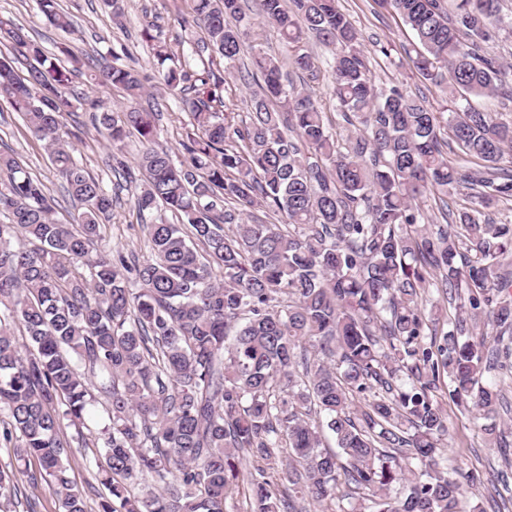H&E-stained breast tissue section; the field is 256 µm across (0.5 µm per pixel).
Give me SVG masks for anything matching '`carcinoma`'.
I'll list each match as a JSON object with an SVG mask.
<instances>
[{
	"mask_svg": "<svg viewBox=\"0 0 512 512\" xmlns=\"http://www.w3.org/2000/svg\"><path fill=\"white\" fill-rule=\"evenodd\" d=\"M192 2L188 24L207 34L191 53L202 70L164 42L154 47L164 86L194 93L184 99L188 159L179 164L155 113L140 106L137 69L65 47L50 57L0 19V42L12 50L0 58V101L21 113L78 205L73 223L59 222L42 183L0 152V211L10 216L0 224L5 439L18 460L38 464L58 512H87L62 425L84 423L91 375L109 402L93 440L106 462L99 512H226L240 480L249 512H301L306 498L334 505L343 483L362 491L368 512H458L475 477L437 470L447 431L438 393L470 399L495 447L512 446L497 423L500 411L512 412L503 390L481 381L512 351L474 339L482 319L512 332V275L496 272L512 255V222L485 219L512 198V121L472 105L448 113L472 163L457 167L443 157L436 113L397 86L375 88L361 35L336 0H260L264 23L294 48L293 69L314 72L305 34L331 50L334 99L352 127L343 151L280 60L246 43L252 21L240 0ZM389 2L420 45L415 68L432 83L485 97L512 78L484 50L512 28L501 0H456L451 11L445 0ZM38 4L50 25L72 27L59 0ZM245 53L250 65L230 71ZM218 57L222 82L256 85L241 129L233 100L216 92ZM80 71L95 87L123 91L127 104L114 110L71 93ZM79 106L99 112L109 146L139 136L146 182L135 206L155 214L143 225L142 261L99 247L112 196L61 136L62 119ZM460 191L470 208L428 231L419 198ZM258 208L281 223L254 216ZM434 291L463 313L440 338ZM13 324L28 338L25 354ZM367 393L372 400L354 412L350 397ZM324 427L334 450L322 447ZM245 458L253 471L242 477ZM147 474L161 491L131 495Z\"/></svg>",
	"mask_w": 512,
	"mask_h": 512,
	"instance_id": "obj_1",
	"label": "carcinoma"
}]
</instances>
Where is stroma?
Returning a JSON list of instances; mask_svg holds the SVG:
<instances>
[{"instance_id": "stroma-1", "label": "stroma", "mask_w": 512, "mask_h": 512, "mask_svg": "<svg viewBox=\"0 0 512 512\" xmlns=\"http://www.w3.org/2000/svg\"><path fill=\"white\" fill-rule=\"evenodd\" d=\"M69 13L73 27L64 32L49 26L40 13L36 0H0V18L12 20L39 41L46 51L56 52L67 45L78 56L115 55L122 64L138 69L145 76V101L160 112V138L174 158L184 156L182 142L186 128L177 118L181 111L179 97L159 82V65L149 43L142 41L140 31L145 22H153L154 33L168 45L190 50L194 40L203 38L199 28L185 26L191 13V0H123V14L114 17L102 0H60ZM337 8L352 21L364 37V51L376 87H401L409 95L425 100L437 113L464 108L460 94L424 79L414 68L411 55L417 41L401 17L381 0H336ZM303 46L319 68L316 78L294 75L298 90L309 94L327 113L331 128L339 140H346L350 131L339 116L332 93V77L328 61L330 54L315 38H307ZM65 140L71 141L75 160L98 178L113 197L112 214L102 228V248L109 253L147 255L141 226L149 214L139 213L134 205L144 180L138 177L121 182L112 169L111 151L88 110H78L75 117L64 120ZM0 150L14 154L21 165L40 179L48 195L56 201V217L71 222L75 212L63 189L64 182L54 169L41 142L33 139L18 113L0 103ZM441 404L448 417V432L442 436L443 468L480 475V483L466 487L461 498L460 512H472L481 506L483 512H512V497L499 496L502 482L512 483V454L503 455L487 440L482 422L474 410L465 409L458 401L442 397ZM107 401L96 397L92 413L85 424L69 425L64 429L72 446L69 459L70 476L82 491L89 512H97L105 489L97 479L104 466L102 449L85 445L89 433L103 427ZM37 465H30L28 475L18 479V495L0 500V512H58V502L52 489L37 479Z\"/></svg>"}]
</instances>
